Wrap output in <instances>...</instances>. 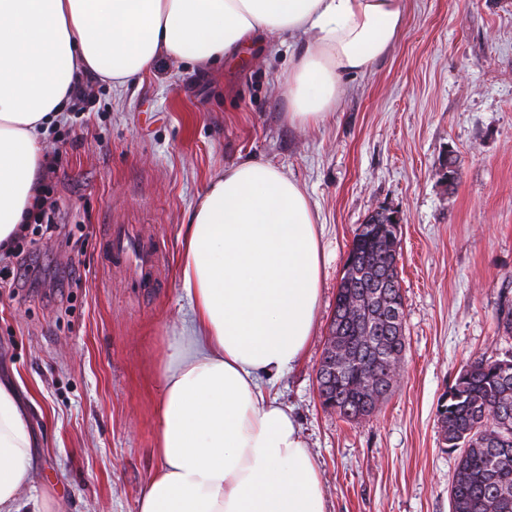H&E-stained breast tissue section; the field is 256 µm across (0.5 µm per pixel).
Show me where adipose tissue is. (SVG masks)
<instances>
[{
    "instance_id": "obj_1",
    "label": "adipose tissue",
    "mask_w": 512,
    "mask_h": 512,
    "mask_svg": "<svg viewBox=\"0 0 512 512\" xmlns=\"http://www.w3.org/2000/svg\"><path fill=\"white\" fill-rule=\"evenodd\" d=\"M404 0H0V243L34 203L40 139L75 82L124 87L162 59L211 64L288 41L286 118L323 122L346 78L396 42ZM323 248L306 190L246 159L210 180L179 270L193 334L160 380L159 470L139 512H326L317 464L290 409L264 389L304 357L317 322ZM33 436L0 384V512H45L22 497Z\"/></svg>"
}]
</instances>
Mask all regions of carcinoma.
<instances>
[{"instance_id": "obj_1", "label": "carcinoma", "mask_w": 512, "mask_h": 512, "mask_svg": "<svg viewBox=\"0 0 512 512\" xmlns=\"http://www.w3.org/2000/svg\"><path fill=\"white\" fill-rule=\"evenodd\" d=\"M397 227L381 212L358 225L336 296L329 334L350 360H336L335 382L325 387L336 414L347 421L370 416L388 394L376 353L402 359L404 336L371 301L381 272L399 280ZM380 330L371 336L367 326ZM436 416L444 450L457 453L448 489L452 512H512V356L484 354L461 368L439 398Z\"/></svg>"}]
</instances>
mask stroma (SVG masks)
I'll list each match as a JSON object with an SVG mask.
<instances>
[{
	"mask_svg": "<svg viewBox=\"0 0 512 512\" xmlns=\"http://www.w3.org/2000/svg\"><path fill=\"white\" fill-rule=\"evenodd\" d=\"M405 7L391 52L346 80L325 123L288 124L283 45L208 67L164 59L124 89L99 82L91 107L45 137L77 230L65 248L39 242V287L0 288V382L28 411L29 488L50 512H139L159 465L157 382L193 321L186 227L209 179L248 158L299 181L322 227L315 334L272 391L298 419L326 512H450L456 456L438 399L470 358L512 355L497 319L512 301V0ZM379 209L401 219L406 348L385 401L348 422L321 405L317 370L354 232ZM116 222L161 248L154 287L104 266Z\"/></svg>",
	"mask_w": 512,
	"mask_h": 512,
	"instance_id": "obj_1",
	"label": "stroma"
}]
</instances>
